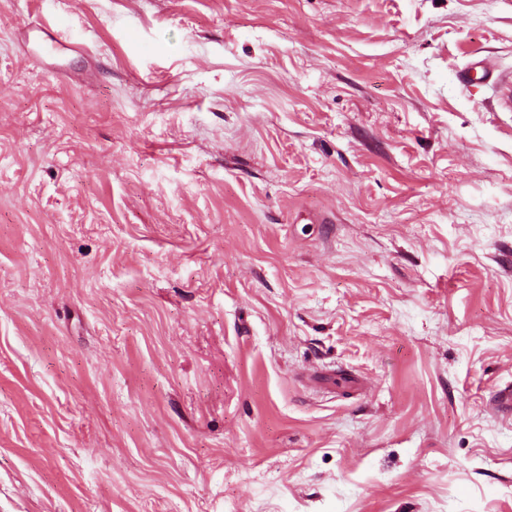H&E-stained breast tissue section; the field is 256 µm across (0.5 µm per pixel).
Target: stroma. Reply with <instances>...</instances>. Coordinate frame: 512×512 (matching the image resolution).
<instances>
[{
  "mask_svg": "<svg viewBox=\"0 0 512 512\" xmlns=\"http://www.w3.org/2000/svg\"><path fill=\"white\" fill-rule=\"evenodd\" d=\"M512 0H0V512H512Z\"/></svg>",
  "mask_w": 512,
  "mask_h": 512,
  "instance_id": "1",
  "label": "stroma"
}]
</instances>
